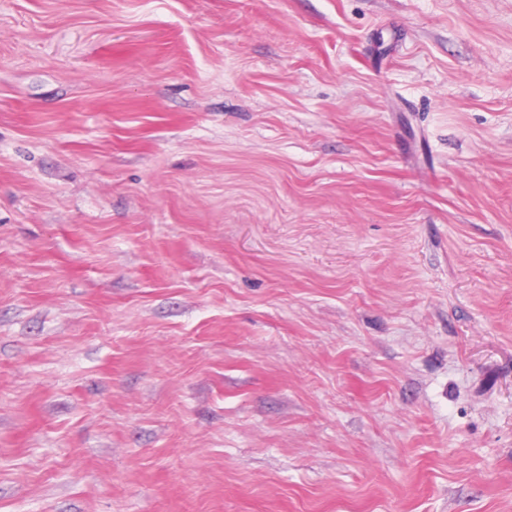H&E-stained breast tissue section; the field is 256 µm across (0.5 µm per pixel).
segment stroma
<instances>
[{
  "instance_id": "1",
  "label": "stroma",
  "mask_w": 512,
  "mask_h": 512,
  "mask_svg": "<svg viewBox=\"0 0 512 512\" xmlns=\"http://www.w3.org/2000/svg\"><path fill=\"white\" fill-rule=\"evenodd\" d=\"M0 512H512V0H0Z\"/></svg>"
}]
</instances>
